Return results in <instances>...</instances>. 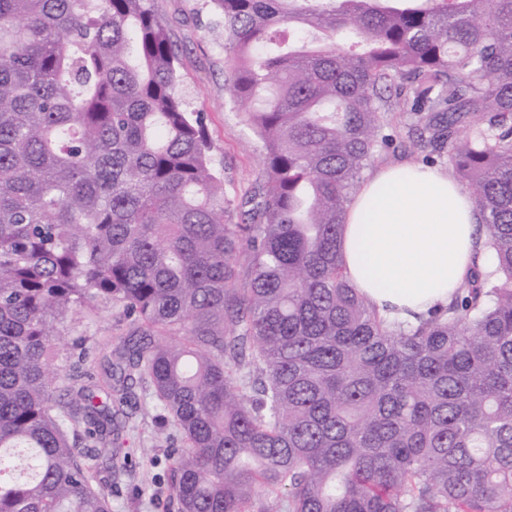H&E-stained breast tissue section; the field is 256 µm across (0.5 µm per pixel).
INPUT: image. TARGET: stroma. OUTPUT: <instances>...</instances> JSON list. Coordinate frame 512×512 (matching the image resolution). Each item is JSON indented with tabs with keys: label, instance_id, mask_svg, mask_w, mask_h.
Instances as JSON below:
<instances>
[{
	"label": "stroma",
	"instance_id": "stroma-1",
	"mask_svg": "<svg viewBox=\"0 0 512 512\" xmlns=\"http://www.w3.org/2000/svg\"><path fill=\"white\" fill-rule=\"evenodd\" d=\"M153 6L178 52L177 92L188 111L203 117L213 143L215 166L224 175L230 221L239 223L241 202L261 182V144L231 101L224 24L205 0H153ZM125 324L120 306L100 303L92 314L68 326L59 351L70 352L74 338L82 335L87 339L88 356L97 357L96 342L116 335ZM136 393V418L125 443L136 465L128 472H113L112 512H176L165 464L171 434L154 424L156 410L150 390L140 387Z\"/></svg>",
	"mask_w": 512,
	"mask_h": 512
}]
</instances>
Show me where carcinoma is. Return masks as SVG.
Returning <instances> with one entry per match:
<instances>
[{
	"label": "carcinoma",
	"instance_id": "cac0c4a2",
	"mask_svg": "<svg viewBox=\"0 0 512 512\" xmlns=\"http://www.w3.org/2000/svg\"><path fill=\"white\" fill-rule=\"evenodd\" d=\"M151 2L0 0V512H111L137 385L178 512H512V0H211L262 148L242 224ZM406 85L482 215L413 323L341 263ZM100 302L132 321L64 371Z\"/></svg>",
	"mask_w": 512,
	"mask_h": 512
}]
</instances>
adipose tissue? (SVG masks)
<instances>
[{
	"label": "adipose tissue",
	"mask_w": 512,
	"mask_h": 512,
	"mask_svg": "<svg viewBox=\"0 0 512 512\" xmlns=\"http://www.w3.org/2000/svg\"><path fill=\"white\" fill-rule=\"evenodd\" d=\"M479 222L473 199L448 173L381 168L348 208L344 271L380 313L410 319L447 304L471 265Z\"/></svg>",
	"instance_id": "adipose-tissue-1"
}]
</instances>
